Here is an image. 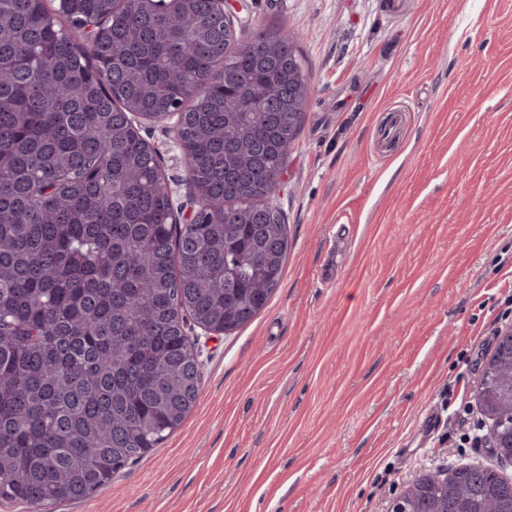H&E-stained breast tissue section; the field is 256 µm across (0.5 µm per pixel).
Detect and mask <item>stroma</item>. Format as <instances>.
Masks as SVG:
<instances>
[{
	"label": "stroma",
	"instance_id": "1",
	"mask_svg": "<svg viewBox=\"0 0 512 512\" xmlns=\"http://www.w3.org/2000/svg\"><path fill=\"white\" fill-rule=\"evenodd\" d=\"M386 2L244 0L236 30L296 34L312 83L272 197L282 278L249 323L196 336L199 398L161 447L52 512H387L460 464L512 477L466 441L512 328V0ZM139 128L188 203L171 125Z\"/></svg>",
	"mask_w": 512,
	"mask_h": 512
}]
</instances>
